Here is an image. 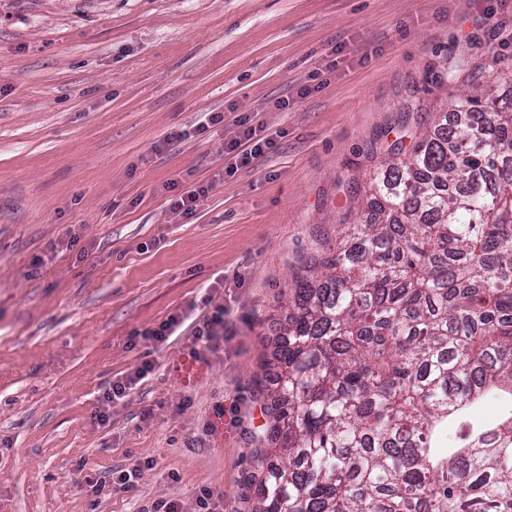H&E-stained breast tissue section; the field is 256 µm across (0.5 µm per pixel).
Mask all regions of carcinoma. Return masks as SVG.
<instances>
[{
  "instance_id": "carcinoma-1",
  "label": "carcinoma",
  "mask_w": 512,
  "mask_h": 512,
  "mask_svg": "<svg viewBox=\"0 0 512 512\" xmlns=\"http://www.w3.org/2000/svg\"><path fill=\"white\" fill-rule=\"evenodd\" d=\"M470 84L294 272L255 512H512V96Z\"/></svg>"
}]
</instances>
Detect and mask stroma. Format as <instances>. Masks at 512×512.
<instances>
[{"instance_id": "1", "label": "stroma", "mask_w": 512, "mask_h": 512, "mask_svg": "<svg viewBox=\"0 0 512 512\" xmlns=\"http://www.w3.org/2000/svg\"><path fill=\"white\" fill-rule=\"evenodd\" d=\"M493 48L512 64V0H0V512H196L204 486L251 512L284 288L400 128L432 126L473 68L512 89ZM240 119L275 145L236 167ZM209 296L216 350L191 336ZM180 313L178 335L143 338ZM209 186H196L179 194L171 203V210L174 213L180 212L181 215L187 216L192 213L195 205H193L199 197L204 196ZM152 370V365L149 361L143 363L141 369L134 375L128 377L125 381H117L113 383L103 395V402L106 406L110 407L112 401L115 399H121L126 396L127 390L132 388V385H136L139 379H142L148 372Z\"/></svg>"}]
</instances>
